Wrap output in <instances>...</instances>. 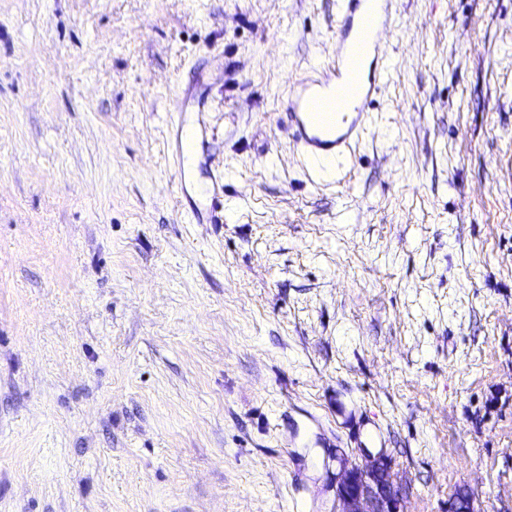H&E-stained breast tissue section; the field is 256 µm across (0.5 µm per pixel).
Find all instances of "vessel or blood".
Instances as JSON below:
<instances>
[{"label": "vessel or blood", "instance_id": "obj_1", "mask_svg": "<svg viewBox=\"0 0 512 512\" xmlns=\"http://www.w3.org/2000/svg\"><path fill=\"white\" fill-rule=\"evenodd\" d=\"M336 56L297 81L288 95L287 129L320 174L350 156L372 127L371 106L390 68L384 30L397 22L396 0H336Z\"/></svg>", "mask_w": 512, "mask_h": 512}]
</instances>
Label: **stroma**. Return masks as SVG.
<instances>
[{
  "instance_id": "stroma-1",
  "label": "stroma",
  "mask_w": 512,
  "mask_h": 512,
  "mask_svg": "<svg viewBox=\"0 0 512 512\" xmlns=\"http://www.w3.org/2000/svg\"><path fill=\"white\" fill-rule=\"evenodd\" d=\"M387 48L321 178L278 119L336 0H0V512H336L368 453L512 512V0Z\"/></svg>"
}]
</instances>
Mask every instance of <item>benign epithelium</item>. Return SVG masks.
<instances>
[{"instance_id":"obj_1","label":"benign epithelium","mask_w":512,"mask_h":512,"mask_svg":"<svg viewBox=\"0 0 512 512\" xmlns=\"http://www.w3.org/2000/svg\"><path fill=\"white\" fill-rule=\"evenodd\" d=\"M339 512H402L401 495L383 456L343 467L336 485Z\"/></svg>"}]
</instances>
